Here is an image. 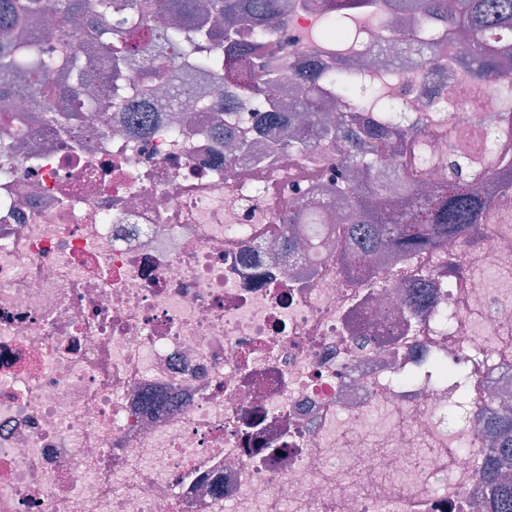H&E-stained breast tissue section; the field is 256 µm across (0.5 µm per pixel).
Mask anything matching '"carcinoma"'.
<instances>
[{
  "instance_id": "obj_1",
  "label": "carcinoma",
  "mask_w": 512,
  "mask_h": 512,
  "mask_svg": "<svg viewBox=\"0 0 512 512\" xmlns=\"http://www.w3.org/2000/svg\"><path fill=\"white\" fill-rule=\"evenodd\" d=\"M289 0H54L46 10L43 0H0V95L22 93L37 113L34 122L76 126L87 112H134L139 99H114L86 89V72L106 61L117 73L122 67L146 61L156 68L171 66L174 98L206 89L205 79L219 83L211 93L227 102L224 127L234 114L247 107L254 94L262 92L272 108L267 119L280 129L271 152H302L320 140L359 122L353 112H339L336 121L321 123L322 101L299 79L300 93L294 103L279 105L277 91L289 72L288 63L272 68L266 60V40L275 28L277 15L288 10ZM448 24L467 41L465 64L480 82L491 83L496 71L512 62V0H456ZM322 39L350 43L359 36L354 14L359 6L322 0ZM92 12L93 34L78 49L52 52L43 44L66 39L74 20ZM253 23L261 32L255 42L242 45L239 27ZM237 54L246 72L264 74L262 88L242 79L226 80L224 68ZM327 84L336 94L346 93L360 110L376 114L368 146L348 142L338 148L344 168L336 175L330 192L350 201L348 218L336 223V238L361 236L363 253L380 247L395 249L402 256L437 250L457 238H468L486 223L490 201L473 192V184L496 179L512 185V160L490 157L461 142L448 157V176L433 184L427 194L419 192V171L405 172L391 183L372 176L379 159L395 137L415 136L402 131L386 117L389 77L357 61L343 59L336 76ZM490 427L497 451L484 464V477L491 484L492 512H512V482L502 468L512 457V415L492 417Z\"/></svg>"
}]
</instances>
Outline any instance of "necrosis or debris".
I'll return each instance as SVG.
<instances>
[{
	"label": "necrosis or debris",
	"mask_w": 512,
	"mask_h": 512,
	"mask_svg": "<svg viewBox=\"0 0 512 512\" xmlns=\"http://www.w3.org/2000/svg\"><path fill=\"white\" fill-rule=\"evenodd\" d=\"M401 0L362 11L360 47L397 78L395 122L418 129L440 180L459 137L512 156V114L460 62L441 20L431 60ZM315 0L270 37L294 70L334 71L309 40ZM73 127L27 123L0 171V512H489L490 414L512 406V188L479 184L494 215L447 252L379 250L366 288L339 271L335 231L289 237L288 199L338 221L325 138L263 163L275 132L239 115L245 148L210 128L223 102ZM462 264L463 273L452 271ZM430 270L419 287L415 269Z\"/></svg>",
	"instance_id": "4bbe7bcc"
}]
</instances>
